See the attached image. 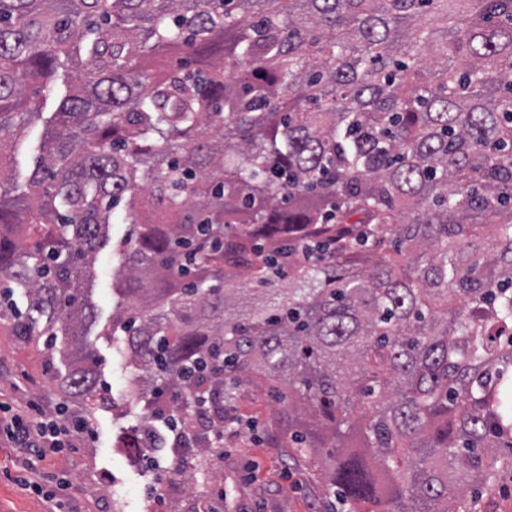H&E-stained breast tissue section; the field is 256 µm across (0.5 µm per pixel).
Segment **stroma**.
Segmentation results:
<instances>
[{"instance_id": "stroma-1", "label": "stroma", "mask_w": 512, "mask_h": 512, "mask_svg": "<svg viewBox=\"0 0 512 512\" xmlns=\"http://www.w3.org/2000/svg\"><path fill=\"white\" fill-rule=\"evenodd\" d=\"M128 225L113 224L109 241L99 252L90 281L93 320L86 333L97 359L100 395L95 402L68 396L64 385L79 354L69 337H41L27 342L0 325V392L19 405L38 401L46 414L65 416L77 410L96 425L93 440L79 453L62 458L55 480L72 482L76 512H340L342 505L325 487L330 449L294 456L288 434V406L276 401L268 384H246L237 411L254 421V429L236 427L224 433V461L193 457L192 481L181 474L159 478L155 470L126 468L114 448L135 435L147 409L143 392H129L133 375L125 357L124 339L105 335L118 301L115 272L121 263L119 244ZM19 450L0 444V512H47L42 494L8 480L20 466ZM470 512H512V469L495 483L468 493Z\"/></svg>"}]
</instances>
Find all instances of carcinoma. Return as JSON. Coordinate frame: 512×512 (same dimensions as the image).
Here are the masks:
<instances>
[{"label": "carcinoma", "mask_w": 512, "mask_h": 512, "mask_svg": "<svg viewBox=\"0 0 512 512\" xmlns=\"http://www.w3.org/2000/svg\"><path fill=\"white\" fill-rule=\"evenodd\" d=\"M115 221L111 332L208 428L169 447L221 458L265 378L350 512H468L512 468V0H0V321L55 312L87 400ZM42 136L43 126L41 123L31 125L11 154V166L22 177L21 182L24 181V176L33 167L36 157L39 155Z\"/></svg>", "instance_id": "1"}]
</instances>
